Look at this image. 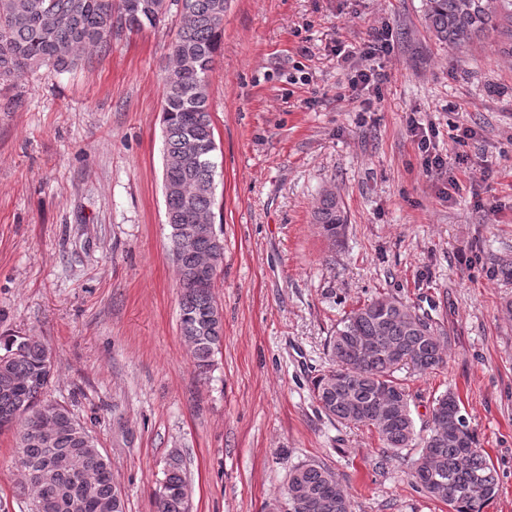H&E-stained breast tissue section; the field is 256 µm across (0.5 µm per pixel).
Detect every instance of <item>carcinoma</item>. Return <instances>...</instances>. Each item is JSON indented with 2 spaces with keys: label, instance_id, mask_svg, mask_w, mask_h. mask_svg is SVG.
Listing matches in <instances>:
<instances>
[{
  "label": "carcinoma",
  "instance_id": "1",
  "mask_svg": "<svg viewBox=\"0 0 512 512\" xmlns=\"http://www.w3.org/2000/svg\"><path fill=\"white\" fill-rule=\"evenodd\" d=\"M178 7L179 26L171 43L162 104L163 180L182 183L183 194L168 196L166 223L169 250L180 275L179 329L196 368L214 365L224 337L223 317L213 288H200L195 270L213 271L224 259L219 234L199 240L196 252H175L176 230L202 215L216 217L211 187L215 170L193 160L196 141H215L208 108L209 76L224 36V0H0V80H21L46 69H72L79 51L105 49L116 29L138 31L162 21L168 2ZM425 21L433 37L451 48H464L496 32L512 39V0H425ZM313 221L328 239L345 223L340 201L318 200ZM367 336L376 342L361 364L350 342ZM446 334L430 318L395 298H377L351 310L336 324L327 343L331 367L312 382V393L326 416L345 426H367L378 434L383 453L399 456L415 445L418 433L406 384L394 376L403 367L425 375L445 367ZM49 348L34 335H0V431L17 430L19 485L32 500V512H125L109 459L93 451L85 424L60 404L42 400L54 373ZM399 401L398 412L376 425L379 401ZM448 409L445 440L433 437L434 424L422 438L409 476L428 496L448 505V512H483L495 496L498 474L448 392L435 399ZM59 464L47 467V460ZM443 472L446 484L435 485L429 464ZM282 496L293 512H351L342 478L326 464L309 460L294 465ZM155 512H189L190 484L182 454L168 455L155 492Z\"/></svg>",
  "mask_w": 512,
  "mask_h": 512
}]
</instances>
